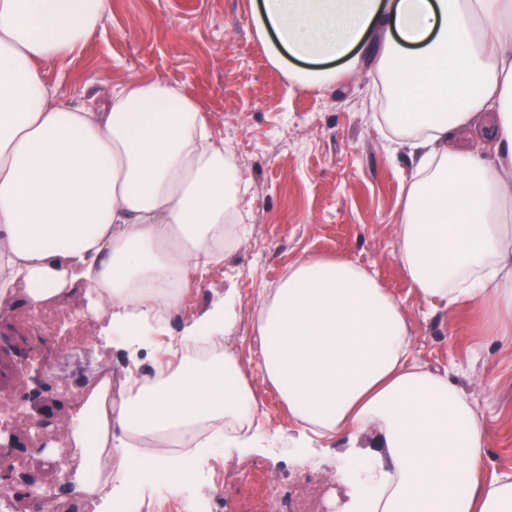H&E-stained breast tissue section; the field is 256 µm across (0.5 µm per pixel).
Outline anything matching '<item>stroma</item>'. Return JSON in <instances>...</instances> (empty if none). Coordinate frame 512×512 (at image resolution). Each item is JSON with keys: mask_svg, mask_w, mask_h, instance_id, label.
Returning <instances> with one entry per match:
<instances>
[{"mask_svg": "<svg viewBox=\"0 0 512 512\" xmlns=\"http://www.w3.org/2000/svg\"><path fill=\"white\" fill-rule=\"evenodd\" d=\"M251 5L112 0L102 30L74 59L42 65L57 99L67 103L101 98L132 79L177 84L197 99L214 138L231 149L249 179L244 230L165 322L166 335H181L188 318L234 293L238 319L222 342L238 357L259 403L256 446L227 448L210 459L216 478L197 483L196 496L207 512H269L270 493L291 494L298 507L323 486L326 512H343L349 492L341 479L349 465L343 439L295 448L288 412L263 381L252 331L264 288L307 254H342L375 272L406 312L414 357L447 370L483 420L484 477L512 474V338L492 335L475 302L435 312L411 288L395 255V226L414 161L407 151H386L372 119V74L364 69L343 75L321 90L291 81L271 62ZM85 317L79 300L39 312L0 305V407L17 415L10 428L16 471L28 468L39 402L50 406L45 435L57 457L71 443L74 407L98 373L111 375L117 387L159 363L154 349L119 346L101 317L89 318V335L73 337L77 320ZM41 477L57 494L48 507L18 497L14 483H0V493L17 495V512H66L80 501L86 512H100L101 497L81 499L64 469L42 470Z\"/></svg>", "mask_w": 512, "mask_h": 512, "instance_id": "1", "label": "stroma"}]
</instances>
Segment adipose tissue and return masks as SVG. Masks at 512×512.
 <instances>
[{"instance_id": "ef3b65f1", "label": "adipose tissue", "mask_w": 512, "mask_h": 512, "mask_svg": "<svg viewBox=\"0 0 512 512\" xmlns=\"http://www.w3.org/2000/svg\"><path fill=\"white\" fill-rule=\"evenodd\" d=\"M110 0H0V299L30 310L74 296L107 311L113 335L152 336L179 309L229 227L244 222L245 172L217 143L198 103L166 80H130L99 102L62 104L42 63L73 56L99 32ZM272 61L325 88L370 65L393 85L382 113L393 148L415 155L395 249L432 307L470 298L512 335V0H254ZM232 294L183 336L231 330ZM254 336L264 380L301 439L361 445L349 512H512V476L484 481L487 431L447 372L421 366L401 303L366 268L307 255L265 289ZM259 411L231 354L180 361L152 386L104 384L76 405L71 437L123 459L166 442L199 447L223 423V447L252 443Z\"/></svg>"}]
</instances>
